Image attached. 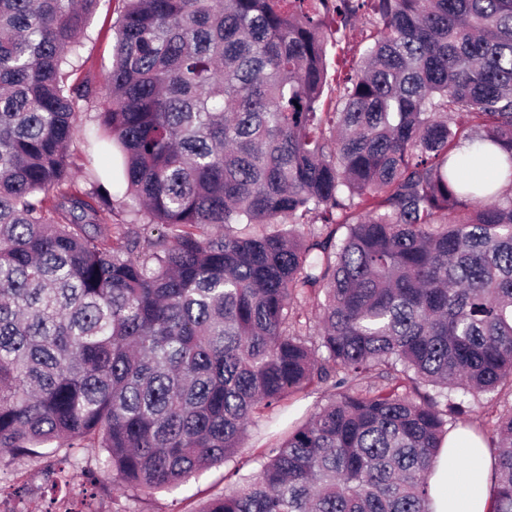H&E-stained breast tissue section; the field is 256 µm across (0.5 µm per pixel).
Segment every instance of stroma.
<instances>
[{"mask_svg": "<svg viewBox=\"0 0 512 512\" xmlns=\"http://www.w3.org/2000/svg\"><path fill=\"white\" fill-rule=\"evenodd\" d=\"M119 0H99L86 32L80 77L102 84L112 65L114 23ZM324 390L286 398L247 427L242 448L234 461L217 464L180 488L168 491H130L116 495L112 476L99 469L94 450L65 448L53 458L54 474H47L41 458L0 453V495L31 503L34 512H52L56 497L73 494L78 512L93 506L96 512H198L202 504L231 484L256 475L271 448L288 426L303 422L314 406L324 402Z\"/></svg>", "mask_w": 512, "mask_h": 512, "instance_id": "obj_1", "label": "stroma"}]
</instances>
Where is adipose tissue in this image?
Listing matches in <instances>:
<instances>
[{
  "mask_svg": "<svg viewBox=\"0 0 512 512\" xmlns=\"http://www.w3.org/2000/svg\"><path fill=\"white\" fill-rule=\"evenodd\" d=\"M492 458L465 433L449 437L430 478L433 512H490Z\"/></svg>",
  "mask_w": 512,
  "mask_h": 512,
  "instance_id": "adipose-tissue-1",
  "label": "adipose tissue"
}]
</instances>
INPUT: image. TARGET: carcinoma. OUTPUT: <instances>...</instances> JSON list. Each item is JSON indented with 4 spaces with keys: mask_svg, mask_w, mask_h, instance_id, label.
Masks as SVG:
<instances>
[{
    "mask_svg": "<svg viewBox=\"0 0 512 512\" xmlns=\"http://www.w3.org/2000/svg\"><path fill=\"white\" fill-rule=\"evenodd\" d=\"M119 2L83 130L97 0H0V451L92 448L116 490L169 489L326 385L198 512H432L457 396L512 394V0ZM78 141L117 149L137 207L91 160L75 186ZM477 434L512 512V411ZM369 29L360 22L353 24L347 29L345 37L339 47H328L329 55L331 58H336V53L343 56L351 57L353 54L362 52L363 48L367 45Z\"/></svg>",
    "mask_w": 512,
    "mask_h": 512,
    "instance_id": "obj_1",
    "label": "carcinoma"
}]
</instances>
